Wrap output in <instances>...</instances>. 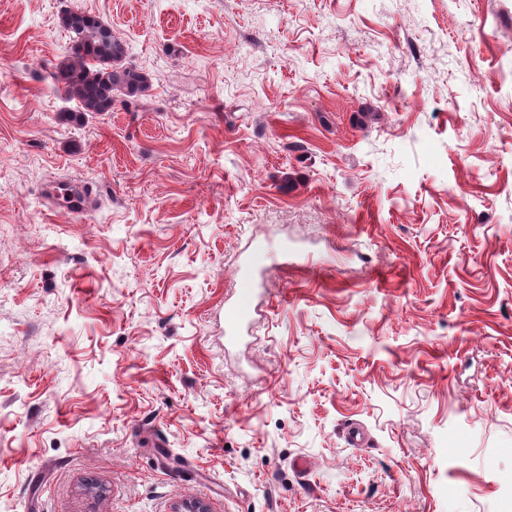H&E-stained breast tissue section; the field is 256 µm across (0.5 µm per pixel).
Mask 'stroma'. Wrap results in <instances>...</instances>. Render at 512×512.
<instances>
[{
	"mask_svg": "<svg viewBox=\"0 0 512 512\" xmlns=\"http://www.w3.org/2000/svg\"><path fill=\"white\" fill-rule=\"evenodd\" d=\"M72 8L152 78L79 126ZM184 499L512 512V0H0V512ZM46 192L53 200L65 206L74 204L82 210L92 208L96 200L93 188L86 184L67 189L51 185L46 188ZM82 210L80 212H82ZM264 259L258 254H247L241 260L244 269L234 296L224 306V334L227 342H237L244 333L251 331V317L258 283L255 273L264 268Z\"/></svg>",
	"mask_w": 512,
	"mask_h": 512,
	"instance_id": "35a3bbf8",
	"label": "stroma"
}]
</instances>
